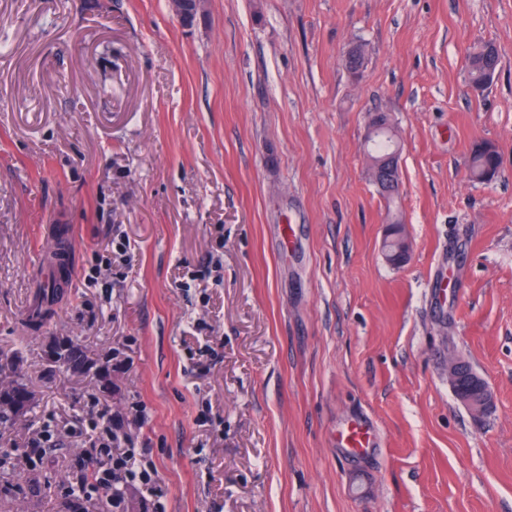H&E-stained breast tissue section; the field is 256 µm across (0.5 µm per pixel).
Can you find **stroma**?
I'll use <instances>...</instances> for the list:
<instances>
[{"label":"stroma","instance_id":"stroma-1","mask_svg":"<svg viewBox=\"0 0 512 512\" xmlns=\"http://www.w3.org/2000/svg\"><path fill=\"white\" fill-rule=\"evenodd\" d=\"M374 112L402 141L397 266ZM59 242L68 285L34 332ZM56 336L92 370L51 368ZM452 354L491 414L456 398ZM0 358L36 394L0 427V512H65L95 399L166 489L122 484L126 512H512V0H199L190 26L169 0H0ZM358 418L368 455L339 446ZM468 77L470 83L477 89L488 85L497 70L499 55L493 44H484L469 55ZM468 166L476 179L487 176L491 180L499 168L497 148L485 142L476 143L472 148ZM392 227H391V226ZM387 226V232L386 236H388L393 229H395V232L391 234L390 238H387L384 243L386 247V252L388 253L389 257L394 260L395 262H403L407 259L409 254V242L408 240L403 236L402 232L399 231V226H395L396 224H390ZM60 295V288L49 286V280L41 282L27 309V322L32 326L43 324L52 314ZM474 375L475 379L479 382V386L474 390L473 394L460 397L459 399L472 415L482 417L493 409L494 396L484 378L476 372H474Z\"/></svg>","mask_w":512,"mask_h":512}]
</instances>
